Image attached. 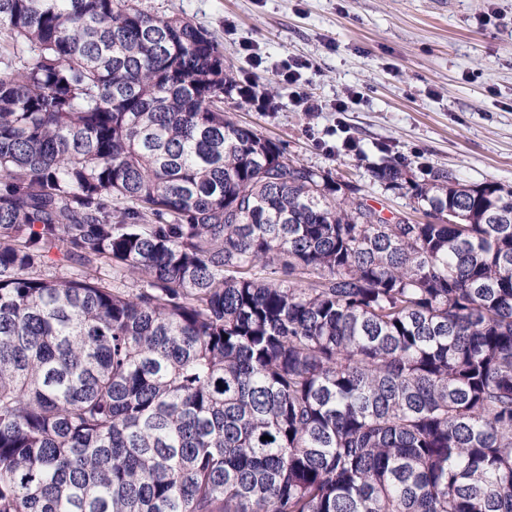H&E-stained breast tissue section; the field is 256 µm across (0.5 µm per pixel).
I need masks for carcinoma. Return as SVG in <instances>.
I'll return each mask as SVG.
<instances>
[{
    "label": "carcinoma",
    "instance_id": "1",
    "mask_svg": "<svg viewBox=\"0 0 512 512\" xmlns=\"http://www.w3.org/2000/svg\"><path fill=\"white\" fill-rule=\"evenodd\" d=\"M234 90L179 14L0 0V512H512V189L384 148L388 217Z\"/></svg>",
    "mask_w": 512,
    "mask_h": 512
}]
</instances>
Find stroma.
<instances>
[{
  "label": "stroma",
  "mask_w": 512,
  "mask_h": 512,
  "mask_svg": "<svg viewBox=\"0 0 512 512\" xmlns=\"http://www.w3.org/2000/svg\"><path fill=\"white\" fill-rule=\"evenodd\" d=\"M152 13H180L224 44L240 85L273 95L265 111L224 96L231 120L261 131L289 159L358 186L374 206L412 212L409 195L387 190L369 169L379 145L402 156L409 179L453 173L465 184L512 187V0H143ZM495 4L500 19L477 16ZM232 34H225V26ZM259 45L262 64L245 59ZM309 59L306 89L325 102L352 87L365 94L347 111L307 114L273 67Z\"/></svg>",
  "instance_id": "35a3bbf8"
}]
</instances>
